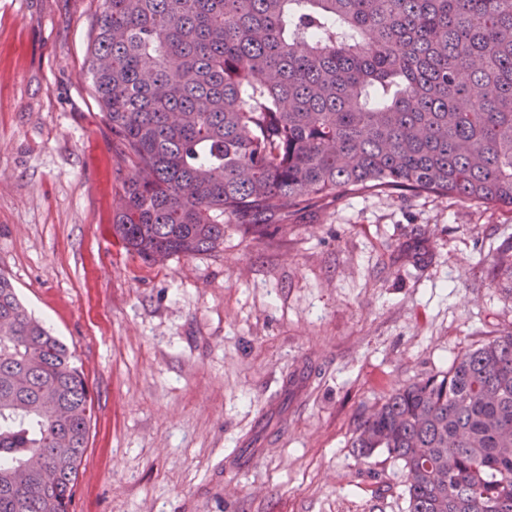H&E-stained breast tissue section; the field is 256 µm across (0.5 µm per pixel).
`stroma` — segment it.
<instances>
[{"instance_id": "1", "label": "stroma", "mask_w": 512, "mask_h": 512, "mask_svg": "<svg viewBox=\"0 0 512 512\" xmlns=\"http://www.w3.org/2000/svg\"><path fill=\"white\" fill-rule=\"evenodd\" d=\"M101 0H0V273L82 364L74 512H407L360 413L512 332V208L372 190L154 266L87 76Z\"/></svg>"}]
</instances>
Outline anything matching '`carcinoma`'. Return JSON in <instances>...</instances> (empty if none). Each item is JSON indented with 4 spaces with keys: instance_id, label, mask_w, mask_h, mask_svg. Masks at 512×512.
<instances>
[{
    "instance_id": "carcinoma-1",
    "label": "carcinoma",
    "mask_w": 512,
    "mask_h": 512,
    "mask_svg": "<svg viewBox=\"0 0 512 512\" xmlns=\"http://www.w3.org/2000/svg\"><path fill=\"white\" fill-rule=\"evenodd\" d=\"M88 74L130 173L112 235L148 264L303 202L408 190L512 207V0H102ZM492 262L512 279V244ZM0 512H72L92 401L0 273ZM407 512H512V334L355 422Z\"/></svg>"
}]
</instances>
